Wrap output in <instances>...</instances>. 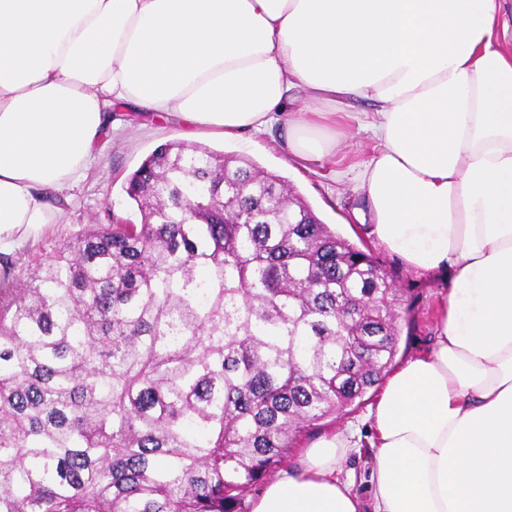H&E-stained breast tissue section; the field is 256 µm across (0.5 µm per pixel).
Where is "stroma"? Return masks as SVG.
<instances>
[{
    "label": "stroma",
    "instance_id": "obj_1",
    "mask_svg": "<svg viewBox=\"0 0 512 512\" xmlns=\"http://www.w3.org/2000/svg\"><path fill=\"white\" fill-rule=\"evenodd\" d=\"M179 138L178 128L158 120L143 117L136 121L121 120L98 154L88 177L67 189L69 203L65 205L62 217L45 225L37 237L18 248L13 272L15 284H24L46 258L66 248L88 225L108 223L113 215L139 222V213L130 205L125 193L126 180L156 148ZM272 140L269 134L248 135L238 141L202 135L197 142L251 160L265 171L285 178L324 223L350 242L372 248L387 268L395 272L397 287L411 303L408 320L400 324L398 361H405L424 349L435 334L438 302L448 291L447 276L415 271L378 246L365 226L357 224L352 216L353 209L361 203L357 185L351 181H334L330 165L314 164L304 168L294 164L286 154L271 150ZM374 399V393H367L335 420L298 437L285 461L286 466H296L301 450L317 443L331 431L352 421H362Z\"/></svg>",
    "mask_w": 512,
    "mask_h": 512
}]
</instances>
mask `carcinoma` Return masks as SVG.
Returning <instances> with one entry per match:
<instances>
[{"instance_id":"1","label":"carcinoma","mask_w":512,"mask_h":512,"mask_svg":"<svg viewBox=\"0 0 512 512\" xmlns=\"http://www.w3.org/2000/svg\"><path fill=\"white\" fill-rule=\"evenodd\" d=\"M125 192L0 286V512H248L398 354L393 274L281 176L171 142Z\"/></svg>"}]
</instances>
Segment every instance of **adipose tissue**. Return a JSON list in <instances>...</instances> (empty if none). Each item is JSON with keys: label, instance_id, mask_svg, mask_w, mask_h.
Listing matches in <instances>:
<instances>
[{"label": "adipose tissue", "instance_id": "adipose-tissue-1", "mask_svg": "<svg viewBox=\"0 0 512 512\" xmlns=\"http://www.w3.org/2000/svg\"><path fill=\"white\" fill-rule=\"evenodd\" d=\"M500 0H0V258L63 212L137 112L185 137L284 131L299 163L343 131L353 217L419 272L447 273L430 347L365 417L279 470L250 512H512V50ZM369 102L363 112L359 103Z\"/></svg>", "mask_w": 512, "mask_h": 512}]
</instances>
